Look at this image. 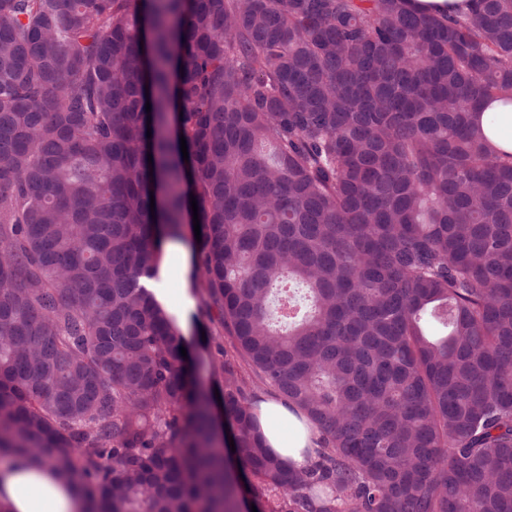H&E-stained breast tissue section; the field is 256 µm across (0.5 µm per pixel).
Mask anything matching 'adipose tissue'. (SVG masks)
<instances>
[{
	"mask_svg": "<svg viewBox=\"0 0 512 512\" xmlns=\"http://www.w3.org/2000/svg\"><path fill=\"white\" fill-rule=\"evenodd\" d=\"M474 122L494 149L512 153V106L491 102L475 110ZM256 412L271 452L287 467H310L319 435L308 418L277 397L262 398ZM88 508L80 485L49 463L11 457L0 462V512H87Z\"/></svg>",
	"mask_w": 512,
	"mask_h": 512,
	"instance_id": "ef3b65f1",
	"label": "adipose tissue"
}]
</instances>
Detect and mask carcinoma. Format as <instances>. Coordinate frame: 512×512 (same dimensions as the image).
Returning <instances> with one entry per match:
<instances>
[{"mask_svg":"<svg viewBox=\"0 0 512 512\" xmlns=\"http://www.w3.org/2000/svg\"><path fill=\"white\" fill-rule=\"evenodd\" d=\"M473 2L0 0V455L89 512H512V153L472 128L512 0ZM192 196L216 391L150 290ZM408 9L443 16L467 12L469 0H406ZM293 409L298 411L294 404L277 397H262L256 406L267 448L287 467L308 468L317 458L319 433L303 413L297 415Z\"/></svg>","mask_w":512,"mask_h":512,"instance_id":"carcinoma-1","label":"carcinoma"}]
</instances>
